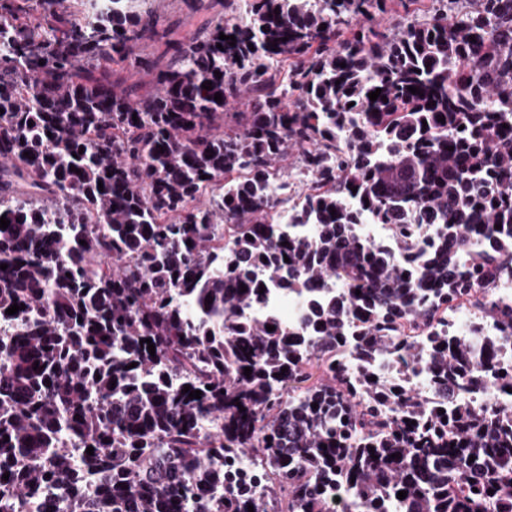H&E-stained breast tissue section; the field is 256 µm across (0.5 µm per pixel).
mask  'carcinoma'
<instances>
[{"instance_id": "carcinoma-1", "label": "carcinoma", "mask_w": 512, "mask_h": 512, "mask_svg": "<svg viewBox=\"0 0 512 512\" xmlns=\"http://www.w3.org/2000/svg\"><path fill=\"white\" fill-rule=\"evenodd\" d=\"M386 2L227 0L135 100L109 75L167 39L160 13L0 14V512H512V307L490 299L512 275V0L384 26ZM291 150L315 191L271 224ZM364 214L434 242L405 270ZM273 285L301 325L249 315ZM462 306L497 331L479 355L448 335ZM383 356L462 397L431 406ZM359 236L368 244L385 250L402 261L406 260L405 254H397L393 250V242L396 238V229L394 224H357Z\"/></svg>"}]
</instances>
